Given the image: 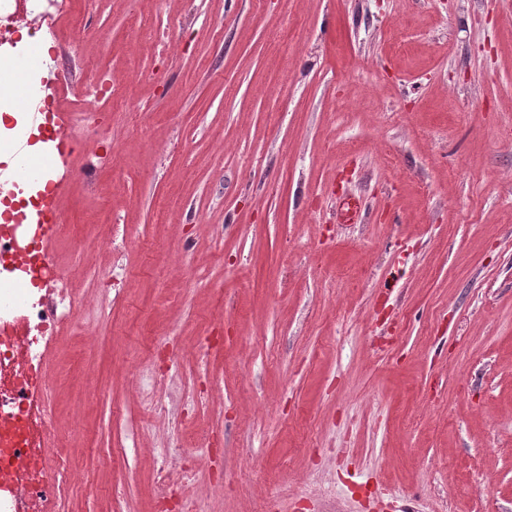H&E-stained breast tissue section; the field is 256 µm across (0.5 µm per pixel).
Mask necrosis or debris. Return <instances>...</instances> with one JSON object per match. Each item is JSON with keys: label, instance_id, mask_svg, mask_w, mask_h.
<instances>
[{"label": "necrosis or debris", "instance_id": "obj_1", "mask_svg": "<svg viewBox=\"0 0 512 512\" xmlns=\"http://www.w3.org/2000/svg\"><path fill=\"white\" fill-rule=\"evenodd\" d=\"M93 0H0V48L18 51L23 29L43 31L55 38L56 22L82 26ZM33 285L13 287L0 279V429L15 426L26 432L18 448L0 446V512H56L57 501L42 490L58 476L75 480L70 456L47 433L54 420L49 385L40 391L23 389L22 381L40 369L48 346L49 299L37 284L43 269L28 267Z\"/></svg>", "mask_w": 512, "mask_h": 512}]
</instances>
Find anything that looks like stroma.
<instances>
[{
  "instance_id": "35a3bbf8",
  "label": "stroma",
  "mask_w": 512,
  "mask_h": 512,
  "mask_svg": "<svg viewBox=\"0 0 512 512\" xmlns=\"http://www.w3.org/2000/svg\"><path fill=\"white\" fill-rule=\"evenodd\" d=\"M58 38L13 69L73 141L44 372L86 477L46 492L163 512L168 453L196 512H512V0H94Z\"/></svg>"
}]
</instances>
